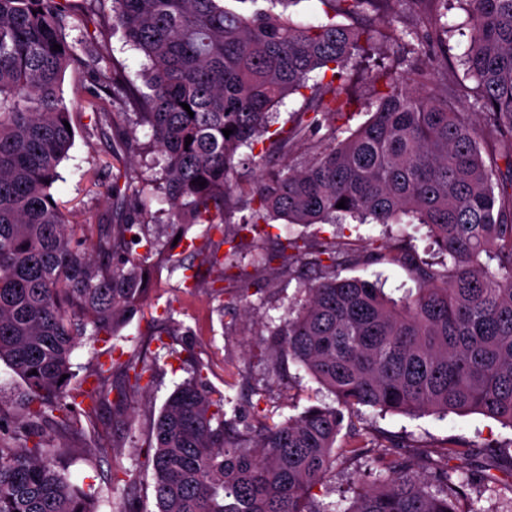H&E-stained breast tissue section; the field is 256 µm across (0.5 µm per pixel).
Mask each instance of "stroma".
<instances>
[{
    "mask_svg": "<svg viewBox=\"0 0 512 512\" xmlns=\"http://www.w3.org/2000/svg\"><path fill=\"white\" fill-rule=\"evenodd\" d=\"M70 24L73 36L93 37L103 56V66H117L132 78L140 73L144 57L125 46L120 34L104 32L98 17L78 13ZM83 122L84 130L77 132L69 156L61 164L63 179L56 184L55 194L60 200L80 203L93 219L108 220L112 217V184L117 178L131 169L151 180L159 177L161 168L120 148L111 133L97 131L93 114H86ZM145 231L158 238L164 254L175 261H189L192 248L208 242L203 224L190 226L183 235L163 223L147 224ZM288 238L309 250L332 241L337 249L357 252L369 251L375 239L393 243L406 238L422 258L431 262L436 259L426 228L416 224L383 226L349 220L343 224L303 225L277 220L245 227L233 244L221 246L220 253L225 257L221 294L210 290L213 277L206 271H198V287L188 288L181 273L171 272L166 265L155 267L141 309L130 322L107 340L82 338L71 356L72 369L80 378L90 372L98 355L107 352L118 362L134 358L148 368L143 380L148 384L149 398L128 399L122 426L114 424V401L92 396L84 399V413L78 418L83 439L63 433L53 437L54 444L69 449L65 456L69 481L82 487H99V512H112L113 503L120 497V487L113 484L117 478L135 480L146 512H154L153 471L138 450L146 445L164 400L194 374H202L210 385L224 392L245 425L258 419L278 423L313 405H334V395L301 366L288 361L281 373L272 370L274 357L267 325L300 299L301 279L288 278L277 265H259L255 256L258 250L275 249ZM338 274L379 283L390 294L414 285L407 268L388 260L342 266ZM167 307L173 312L174 323L170 334L159 339L155 336L161 327L158 317ZM353 421L365 436L381 433L403 441L404 455L420 467L433 450L446 445L467 449L473 466L480 467L486 462V447L512 440L511 428L480 414L412 418L362 407ZM94 446L111 449L112 477H104L101 469L90 462L87 450ZM365 469V461L337 459L313 488L315 500L327 506L343 497L353 498Z\"/></svg>",
    "mask_w": 512,
    "mask_h": 512,
    "instance_id": "stroma-1",
    "label": "stroma"
}]
</instances>
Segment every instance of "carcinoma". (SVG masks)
Returning a JSON list of instances; mask_svg holds the SVG:
<instances>
[{"label": "carcinoma", "mask_w": 512, "mask_h": 512, "mask_svg": "<svg viewBox=\"0 0 512 512\" xmlns=\"http://www.w3.org/2000/svg\"><path fill=\"white\" fill-rule=\"evenodd\" d=\"M237 2L253 8L112 0L108 27L146 60L139 86L115 67L102 71L96 46L70 36L73 0H0V361L29 389L0 432V512H98L99 492L62 473L57 460L69 449L55 447L45 428L82 435L74 411L87 378L74 380L71 355L88 332L113 335L150 287L143 275L157 243L144 232L148 193L137 172L112 184L115 223L81 224V212L55 198L86 109L109 120L122 149L161 157L153 194L169 204L168 223L206 224L221 235L194 249L202 265L224 267L218 251L235 239L230 218L246 210L245 224L406 217L448 257L435 268L403 242L377 241L360 255L333 243L302 252L289 239L266 254L265 264L279 259L290 276L299 265L322 272L304 286L303 303L267 330L274 353L302 365L337 406L258 420L251 447L227 418V397L200 374L183 382L145 448L158 512H482L467 489L497 485L491 470L505 458L512 476V443L487 448V466L471 474L451 464L455 450L441 448L425 479L388 438L371 448L335 444L345 415L360 406L478 413L512 428V0H459L466 17L458 23L448 21V0H403L429 4L425 24L387 35L368 10L390 0H319L306 23L287 12L299 0ZM361 15L360 24L339 21ZM452 38L462 72L450 86L433 62L452 50ZM389 40L403 49L402 69L379 67L370 96L353 100L343 72ZM75 66L93 72L95 85L71 101L63 81ZM291 94L302 107L272 128ZM451 95L473 99L479 121L457 111ZM115 100L133 118L110 119ZM356 105L369 118L351 130ZM140 127L150 133L146 143ZM309 142L313 152L295 156ZM272 158L280 168L270 175L238 177L239 167ZM390 254L416 282L397 299L336 276L339 266ZM144 373L133 360L111 359L89 376L96 394L114 392L121 404L144 390ZM338 455H371L384 469L342 511L311 499ZM113 512H144L135 483Z\"/></svg>", "instance_id": "cac0c4a2"}]
</instances>
